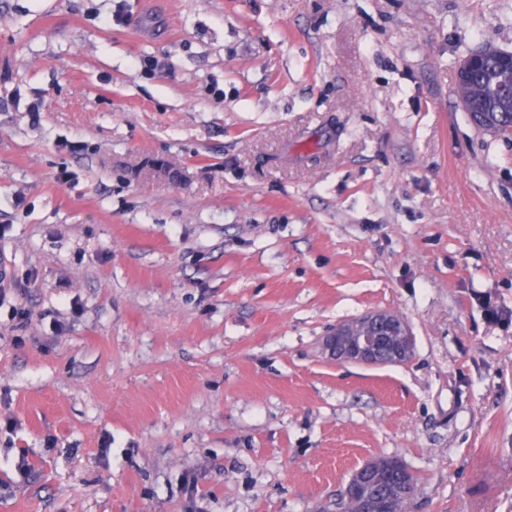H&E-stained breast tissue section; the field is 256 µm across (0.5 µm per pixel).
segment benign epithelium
<instances>
[{"label":"benign epithelium","instance_id":"1","mask_svg":"<svg viewBox=\"0 0 512 512\" xmlns=\"http://www.w3.org/2000/svg\"><path fill=\"white\" fill-rule=\"evenodd\" d=\"M484 58L512 67V53L492 44L485 45L477 54L466 56L457 71V98L465 111L474 98L472 72ZM323 349L328 356L342 362L371 367L395 365L411 358L414 337L401 317L376 312L337 325L323 340ZM408 474L410 471L398 460L378 466L367 462L352 474L344 495L360 498L367 512H384L380 507V493H390L388 500L400 504L412 495L415 485Z\"/></svg>","mask_w":512,"mask_h":512}]
</instances>
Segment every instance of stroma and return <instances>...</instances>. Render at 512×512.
I'll return each instance as SVG.
<instances>
[{
	"instance_id": "obj_1",
	"label": "stroma",
	"mask_w": 512,
	"mask_h": 512,
	"mask_svg": "<svg viewBox=\"0 0 512 512\" xmlns=\"http://www.w3.org/2000/svg\"><path fill=\"white\" fill-rule=\"evenodd\" d=\"M488 43L512 0H0V512H336L376 457L512 512ZM374 311L407 362L323 354ZM497 59L501 63L512 67L511 51H504L492 44H486L477 54L466 56L458 65L457 71V98L464 111H468L474 96L475 87L471 83L472 72L484 58Z\"/></svg>"
}]
</instances>
